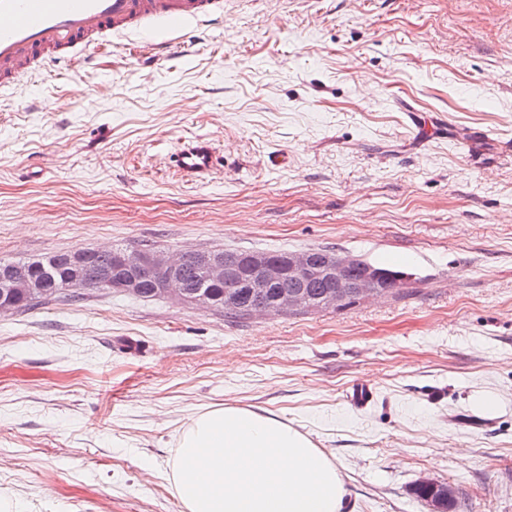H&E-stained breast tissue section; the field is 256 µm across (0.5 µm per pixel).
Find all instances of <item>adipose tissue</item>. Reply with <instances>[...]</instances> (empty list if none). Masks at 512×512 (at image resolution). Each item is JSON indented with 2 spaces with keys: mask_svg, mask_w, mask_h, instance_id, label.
<instances>
[{
  "mask_svg": "<svg viewBox=\"0 0 512 512\" xmlns=\"http://www.w3.org/2000/svg\"><path fill=\"white\" fill-rule=\"evenodd\" d=\"M185 512H342L335 465L281 419L227 406L195 416L173 469Z\"/></svg>",
  "mask_w": 512,
  "mask_h": 512,
  "instance_id": "ef3b65f1",
  "label": "adipose tissue"
}]
</instances>
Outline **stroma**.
<instances>
[{
	"instance_id": "obj_1",
	"label": "stroma",
	"mask_w": 512,
	"mask_h": 512,
	"mask_svg": "<svg viewBox=\"0 0 512 512\" xmlns=\"http://www.w3.org/2000/svg\"><path fill=\"white\" fill-rule=\"evenodd\" d=\"M91 55L0 97V259L318 247L408 280L270 319L110 290L0 317V493L181 512L177 439L234 406L324 451L344 512H429L424 475L512 512V0H224L167 58ZM192 136L204 185L169 161ZM175 167L182 177L200 180L215 168L218 158L213 143L204 138H196L184 144L174 154Z\"/></svg>"
}]
</instances>
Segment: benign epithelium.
<instances>
[{"instance_id": "7a95c632", "label": "benign epithelium", "mask_w": 512, "mask_h": 512, "mask_svg": "<svg viewBox=\"0 0 512 512\" xmlns=\"http://www.w3.org/2000/svg\"><path fill=\"white\" fill-rule=\"evenodd\" d=\"M100 247H87L71 252L64 267L53 263L8 262L0 265V316L17 312V301L42 296L52 289L77 291L89 287L87 272ZM196 263L202 283L219 286L224 282L242 281L252 301L250 315L268 311L293 313L302 310L303 288L310 281L322 283V292L309 304L311 310L336 309L351 297L362 301L388 293L393 278L370 263L339 252L318 258L310 250L290 252L278 258L264 253L234 256L216 251H170L155 249L144 253L130 248L117 256L109 269L98 272L96 283L112 291L139 292L145 278L153 273L155 288L163 295L183 301L202 303L201 291H191L184 283V263ZM290 289L274 298L266 295L283 282ZM414 488L429 491L431 512H453L456 492L450 485L422 478Z\"/></svg>"}]
</instances>
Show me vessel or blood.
Here are the masks:
<instances>
[{
	"label": "vessel or blood",
	"instance_id": "vessel-or-blood-1",
	"mask_svg": "<svg viewBox=\"0 0 512 512\" xmlns=\"http://www.w3.org/2000/svg\"><path fill=\"white\" fill-rule=\"evenodd\" d=\"M223 15L224 0H0V95L50 63L87 62L89 47L103 38L153 42L171 29L187 36ZM217 162L204 138L174 155L178 172L191 181L209 175Z\"/></svg>",
	"mask_w": 512,
	"mask_h": 512
}]
</instances>
